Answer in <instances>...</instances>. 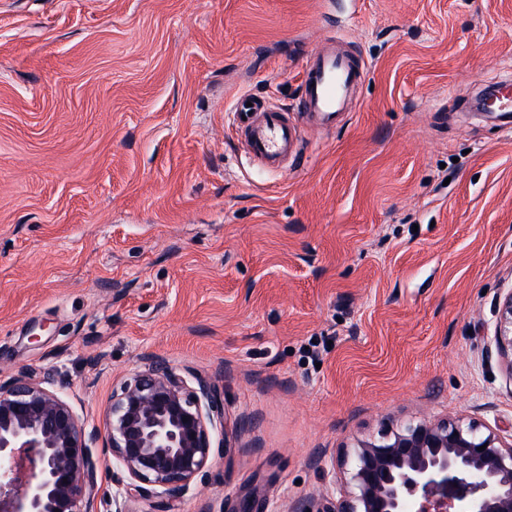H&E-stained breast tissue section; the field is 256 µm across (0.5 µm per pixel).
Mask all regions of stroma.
I'll list each match as a JSON object with an SVG mask.
<instances>
[{
    "instance_id": "1",
    "label": "stroma",
    "mask_w": 512,
    "mask_h": 512,
    "mask_svg": "<svg viewBox=\"0 0 512 512\" xmlns=\"http://www.w3.org/2000/svg\"><path fill=\"white\" fill-rule=\"evenodd\" d=\"M343 31L370 67L284 172L232 127L291 109ZM512 0H0V379L55 370L101 425L165 360L210 379L226 445L178 512H290L386 424L512 437L494 346L512 287Z\"/></svg>"
}]
</instances>
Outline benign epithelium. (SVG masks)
Wrapping results in <instances>:
<instances>
[{
  "mask_svg": "<svg viewBox=\"0 0 512 512\" xmlns=\"http://www.w3.org/2000/svg\"><path fill=\"white\" fill-rule=\"evenodd\" d=\"M495 347L512 380V289L496 307ZM56 373L0 382V512H128L129 491L159 490L172 509L225 432L215 385L159 358L112 394L88 429L53 389ZM485 450H479V447ZM112 456V496L99 498ZM316 512H512V441L462 418L391 423L343 449Z\"/></svg>",
  "mask_w": 512,
  "mask_h": 512,
  "instance_id": "obj_1",
  "label": "benign epithelium"
}]
</instances>
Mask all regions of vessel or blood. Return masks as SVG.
<instances>
[{"label":"vessel or blood","instance_id":"vessel-or-blood-1","mask_svg":"<svg viewBox=\"0 0 512 512\" xmlns=\"http://www.w3.org/2000/svg\"><path fill=\"white\" fill-rule=\"evenodd\" d=\"M369 68L361 56L336 36L324 39L309 55L302 71V92L296 111L244 93L232 110L233 123L249 159L278 170L297 157L303 129L333 126L350 110L359 83Z\"/></svg>","mask_w":512,"mask_h":512}]
</instances>
